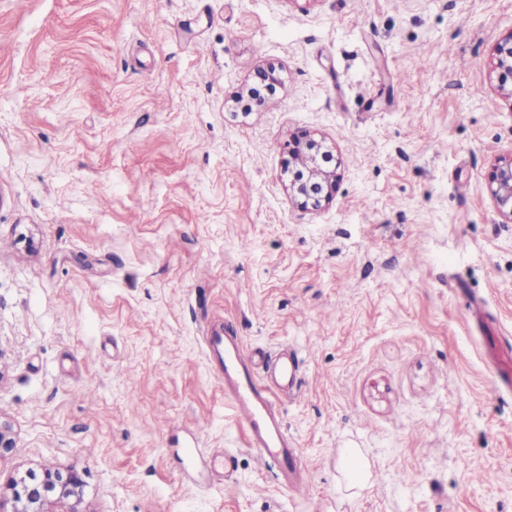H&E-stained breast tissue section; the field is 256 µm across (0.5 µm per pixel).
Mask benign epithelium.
I'll return each instance as SVG.
<instances>
[{"mask_svg":"<svg viewBox=\"0 0 512 512\" xmlns=\"http://www.w3.org/2000/svg\"><path fill=\"white\" fill-rule=\"evenodd\" d=\"M492 68L498 90L512 98V31L502 35L492 47ZM256 83L242 90L257 105L265 98L257 95L255 85L281 83L273 67H260L254 73ZM333 149L307 133L292 137L287 145L283 171L285 191L291 204L304 211H318L336 195L341 174ZM488 191L502 224H512V157L499 158L488 176ZM82 476L74 470L44 469L28 471L10 480L9 495H0V512H85Z\"/></svg>","mask_w":512,"mask_h":512,"instance_id":"benign-epithelium-1","label":"benign epithelium"}]
</instances>
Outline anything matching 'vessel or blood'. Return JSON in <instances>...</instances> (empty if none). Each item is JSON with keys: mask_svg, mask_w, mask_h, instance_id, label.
Masks as SVG:
<instances>
[{"mask_svg": "<svg viewBox=\"0 0 512 512\" xmlns=\"http://www.w3.org/2000/svg\"><path fill=\"white\" fill-rule=\"evenodd\" d=\"M208 357L219 363L224 382V397L231 402L244 426L247 446L261 459L277 464L284 486L294 485L297 456L284 424L280 396H294L299 387L300 364L296 356L278 359L274 364L275 384L260 379V352L248 350L240 337L226 330L208 333ZM496 390L512 391V341L499 353Z\"/></svg>", "mask_w": 512, "mask_h": 512, "instance_id": "b4317fda", "label": "vessel or blood"}]
</instances>
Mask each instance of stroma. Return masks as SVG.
I'll list each match as a JSON object with an SVG mask.
<instances>
[{
	"mask_svg": "<svg viewBox=\"0 0 512 512\" xmlns=\"http://www.w3.org/2000/svg\"><path fill=\"white\" fill-rule=\"evenodd\" d=\"M512 0H0V430L85 512H512ZM283 83L235 97L255 70ZM325 137V208L283 186ZM296 353L300 488L246 446L204 336ZM233 458L230 473L214 455ZM492 68L498 90L512 100V31L502 35L492 47ZM283 171L285 191L291 204L304 211H318L336 195L340 162L323 140L307 133L293 136L287 145ZM488 191L499 223L512 224V156L499 158L488 176ZM505 346L499 353V372L498 378L494 380L495 389L498 392H502L507 389L509 392L512 391V370L509 367L508 350L512 348L511 336L503 339Z\"/></svg>",
	"mask_w": 512,
	"mask_h": 512,
	"instance_id": "1",
	"label": "stroma"
}]
</instances>
